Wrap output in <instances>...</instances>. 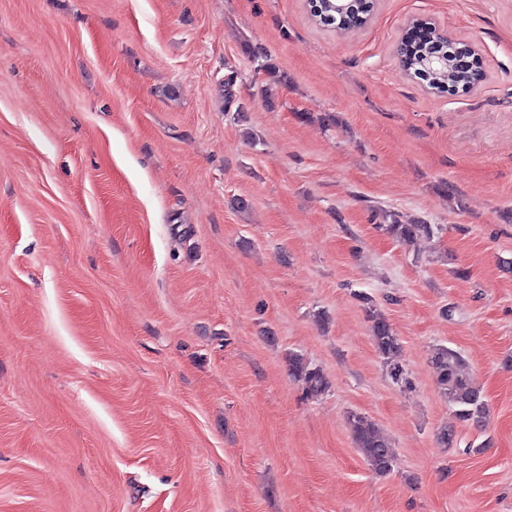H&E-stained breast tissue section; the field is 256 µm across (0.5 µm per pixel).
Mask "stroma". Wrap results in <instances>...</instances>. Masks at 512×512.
Listing matches in <instances>:
<instances>
[{"label":"stroma","instance_id":"obj_1","mask_svg":"<svg viewBox=\"0 0 512 512\" xmlns=\"http://www.w3.org/2000/svg\"><path fill=\"white\" fill-rule=\"evenodd\" d=\"M415 16L477 87L404 75ZM0 512H512V0H0ZM326 1H327L329 10L333 14V15H329V16H323L325 21H327L329 24H331L330 21H331V19H334L336 14L339 15L341 18H344L345 16H343V15H349V13H351V9H354L357 12L358 10H366V9L371 8V13H370L369 17L367 18V24L365 26H367L371 20V15H372V10H373V1H369V0H360V2H354V1H350V0H326ZM354 4H358V6L356 7ZM425 31L434 32L436 35L453 42L455 47L453 51H446L445 54L448 58H455V63L464 68L471 67L474 63L480 64L479 49L470 41L453 39L448 35V31L437 24L433 19L423 16L411 18L406 26L403 28L400 36L401 40L416 35L422 36ZM431 40L419 41L414 43L409 49H401L398 47V54L404 71L407 75L417 78L423 77L427 81V86L431 89L441 91L448 85V89L443 92H448L449 95H456L460 92L467 93L471 91L480 82L479 75L473 70H468L456 66L453 62L448 63V59L440 54L431 55L428 63L432 67H439L447 65V68L430 69L423 64L424 54L428 53ZM402 58H404L402 60ZM477 83V84H476ZM467 84H476L464 87V90L457 86ZM380 228L402 243H411L418 238L429 237L434 233L431 224H424V222L419 221L400 224L397 220H394L393 224H381ZM372 340L380 357L389 364L396 380H403V370L399 363L401 346L391 325L382 317L370 313ZM435 380L458 420L479 423L486 404L481 390L474 386L461 355L447 347L438 348L434 360ZM292 375L304 384L310 394H320L328 388V383L320 369L312 368L299 356L289 358ZM348 423L356 447L368 465L377 473L384 474L390 471L393 456L388 448H391V444L379 427L356 413L349 415Z\"/></svg>","mask_w":512,"mask_h":512}]
</instances>
